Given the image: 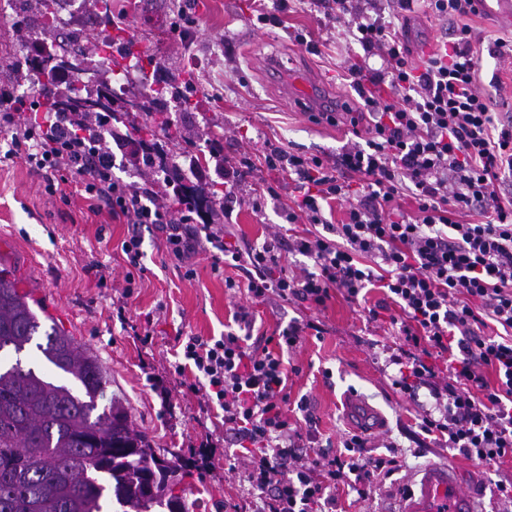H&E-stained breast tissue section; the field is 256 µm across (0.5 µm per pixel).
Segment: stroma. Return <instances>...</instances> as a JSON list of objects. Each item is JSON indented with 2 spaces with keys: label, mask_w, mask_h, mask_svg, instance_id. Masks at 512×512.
I'll list each match as a JSON object with an SVG mask.
<instances>
[{
  "label": "stroma",
  "mask_w": 512,
  "mask_h": 512,
  "mask_svg": "<svg viewBox=\"0 0 512 512\" xmlns=\"http://www.w3.org/2000/svg\"><path fill=\"white\" fill-rule=\"evenodd\" d=\"M30 0H0V83L29 99L34 85L16 68L27 33L19 27L32 18ZM279 23L257 22L254 0H194L198 25L192 38L179 39L172 30L179 0H112L113 13L124 16V28L142 53L158 61L154 75L160 85L192 83L190 109L169 97L164 112H119L112 122L116 133L138 143L139 127L168 122L171 130L187 131L184 140L167 145L171 152L209 155L213 142L236 156L243 148L261 153L265 143L308 157L340 153L347 142L345 125L311 122L298 103L284 97L267 76V65L309 72L337 104L358 112L362 102L345 76L351 64L365 58L348 33L347 24L328 25L323 9L309 0H284ZM478 38L480 89L495 111L512 113V55L499 52L497 38L512 36L493 16H469ZM412 62L423 66L428 42L448 38L446 23L424 8L407 18ZM304 34L307 45L296 42ZM10 142L0 133V262L13 273L20 291L29 293L47 315L71 334L82 349L97 357L106 376V394L118 401L137 431L148 434L162 454L184 458L206 440H214V456L206 466L191 470L183 480L188 512H246L250 500L240 472L228 471L229 449L221 427L222 412H202L199 392L182 386L175 371L179 336L220 337L238 306L249 305L244 291L226 287L223 274L213 272L206 254L195 259L196 274L186 277L150 228H142V263L146 272L131 290L124 278L131 266L121 250L128 226L90 210L79 195L62 201L46 189L43 173L24 160H5ZM274 195L264 196L260 210L249 203L235 205L225 238L241 246H261L269 226L285 224V209L293 191L280 175H265ZM371 290L366 303L334 295L320 308L309 303L278 307L253 306L256 324L273 332L288 322L320 324L321 335L305 331L290 355L297 368L288 380L291 400L306 399V411H291V420L311 416L320 441L338 445L346 431L381 419L371 445L397 447L400 469L395 485H383L365 502H352L337 491L338 512H399V487L412 485L419 470L434 464L451 465L463 483L474 487L477 512H497L494 495L498 480L512 477V460L499 466L478 465L452 448L416 447L406 434L415 423L418 405L431 404L427 389L410 401L392 386L398 367L390 357L396 339L368 322V308L381 300ZM127 300L125 319L113 304ZM251 305V304H250ZM150 332L144 344L138 337Z\"/></svg>",
  "instance_id": "1"
}]
</instances>
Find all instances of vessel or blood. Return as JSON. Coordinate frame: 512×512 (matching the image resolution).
Listing matches in <instances>:
<instances>
[{
    "mask_svg": "<svg viewBox=\"0 0 512 512\" xmlns=\"http://www.w3.org/2000/svg\"><path fill=\"white\" fill-rule=\"evenodd\" d=\"M268 73L308 111H335L334 100L315 85L310 76L301 72L287 74L273 64L269 65ZM400 512H475L474 498L461 487L452 466L432 465L419 474Z\"/></svg>",
    "mask_w": 512,
    "mask_h": 512,
    "instance_id": "obj_1",
    "label": "vessel or blood"
}]
</instances>
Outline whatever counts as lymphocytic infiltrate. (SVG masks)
<instances>
[{
  "label": "lymphocytic infiltrate",
  "instance_id": "1",
  "mask_svg": "<svg viewBox=\"0 0 512 512\" xmlns=\"http://www.w3.org/2000/svg\"><path fill=\"white\" fill-rule=\"evenodd\" d=\"M314 2L332 19L351 18L354 39L381 61L377 69H348L363 113L327 118L349 124L352 141L326 160L273 145L256 160L243 152L225 158L223 175L232 189L258 163L293 176L299 195L288 221L307 225L306 235L288 239L278 229L259 247L226 244L223 225L195 223L192 200L168 195L159 178L113 177L112 150L124 138L86 143L80 123L36 109L21 114L12 91L0 88V131L11 136L5 157L43 172L50 192L81 183L89 201L131 224L121 245L131 266L143 257L138 227L146 224L178 262L202 250L213 266L243 272L258 304L322 307L336 293L354 301L380 289L384 299L370 320L398 309L390 318L399 328L392 385L410 396L428 389L435 400L418 416L419 442L480 463L512 459V113L492 111L478 86L472 29L462 22L476 13L474 0H423L448 23L452 40L420 73L394 24L414 0H390L389 22L365 14L355 0ZM384 83L391 97L374 96L373 87ZM353 174L360 187L352 186ZM328 200L347 208L326 236L319 227L327 223ZM286 247L310 258L313 270L291 272ZM233 321L220 338L189 337L177 370L204 381L202 409H221L225 437L244 450L243 479L259 498L255 512H331L341 486L368 498L376 480L396 472L395 455H368L359 432L345 434L341 453L312 451L316 435L288 419L284 351L299 343L302 326L292 322L257 337L243 307ZM491 325L502 335L488 334Z\"/></svg>",
  "mask_w": 512,
  "mask_h": 512
}]
</instances>
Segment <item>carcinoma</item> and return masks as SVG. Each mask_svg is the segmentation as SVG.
Listing matches in <instances>:
<instances>
[{"label": "carcinoma", "instance_id": "carcinoma-1", "mask_svg": "<svg viewBox=\"0 0 512 512\" xmlns=\"http://www.w3.org/2000/svg\"><path fill=\"white\" fill-rule=\"evenodd\" d=\"M55 3L36 2L38 27L44 31L56 30ZM103 22L117 31L103 47L118 41L124 57L136 56L139 70L155 66L152 58L135 54L136 42L122 36V21L112 19V7L104 10ZM52 48L26 58L32 82L59 71L58 58L70 56L76 63L82 56L69 45ZM127 69L113 60L107 70L96 69L97 85L85 88L82 98L70 84L59 88L42 82L48 94L44 108L86 118L84 134L101 137L107 119L114 117L103 110L101 96L109 91L110 77ZM166 106L163 88L141 97L143 112H164ZM160 171L177 190L197 191L175 162L161 165ZM40 335L45 342L36 349L54 367V377L19 359ZM105 385L97 358L57 325L44 329L12 273L0 268V512H102L105 497L128 512H186L184 496L174 489L193 462L158 456L120 406L98 411Z\"/></svg>", "mask_w": 512, "mask_h": 512}]
</instances>
